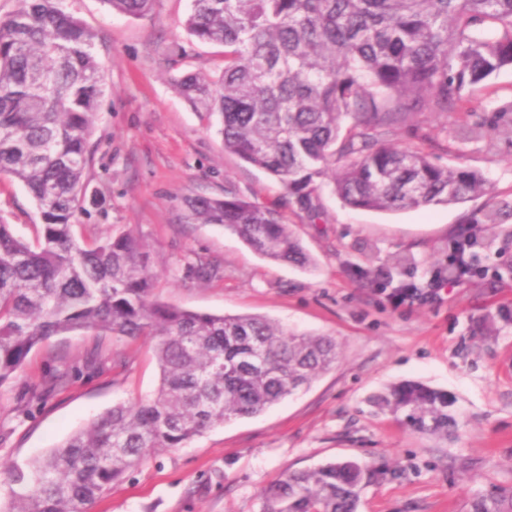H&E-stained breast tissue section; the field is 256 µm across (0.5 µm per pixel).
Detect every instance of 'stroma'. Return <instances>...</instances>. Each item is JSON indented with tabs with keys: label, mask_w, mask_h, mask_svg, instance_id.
Instances as JSON below:
<instances>
[{
	"label": "stroma",
	"mask_w": 512,
	"mask_h": 512,
	"mask_svg": "<svg viewBox=\"0 0 512 512\" xmlns=\"http://www.w3.org/2000/svg\"><path fill=\"white\" fill-rule=\"evenodd\" d=\"M96 35L104 95L90 138L87 192L103 204L76 213L84 244L130 233L147 246L157 300L214 314L267 317L289 329L335 337L336 366L308 389L261 415L206 431L183 448L148 456L89 512H262L264 490L293 470L355 460L371 478L357 512H469L496 488L512 491V135L492 143L449 140L435 162L480 171L491 194L456 205L376 212L321 193L322 217L288 208V222L316 262L304 271L253 252L229 230L184 221L188 198L223 196L226 184L263 205L284 189L225 152L218 116L196 111L171 80L223 64L217 47L191 39V0H156L131 17L106 0H67ZM497 220L484 221L487 211ZM0 220L33 238L41 215L25 188L0 180ZM476 236L486 279L451 283L433 300L391 302L394 289L422 283L424 268L448 263V240ZM395 255L409 256L391 284L377 282ZM203 258L221 271L200 281ZM502 278H495V271ZM80 367L65 387L60 371ZM159 368L146 337L93 331L55 336L0 387V464L48 453L119 402L150 396ZM446 391L460 422L438 437L414 430L404 413L373 406L389 386Z\"/></svg>",
	"instance_id": "obj_1"
}]
</instances>
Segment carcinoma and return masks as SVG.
Masks as SVG:
<instances>
[{
	"label": "carcinoma",
	"mask_w": 512,
	"mask_h": 512,
	"mask_svg": "<svg viewBox=\"0 0 512 512\" xmlns=\"http://www.w3.org/2000/svg\"><path fill=\"white\" fill-rule=\"evenodd\" d=\"M107 2L142 17L156 0ZM186 29L224 47V60L216 73L175 79L177 92L219 113L224 149L286 193L282 205L264 206L229 184L222 197L188 200L187 222L222 226L268 260L310 268L285 208L319 219L325 186L350 207L383 212L487 192L480 172L432 159L416 115L454 114V139L487 137L483 124L468 122V103L512 68V0H193ZM95 42L65 0H17L0 20V176L22 184L42 218L33 242L0 222V386L49 338L88 331L155 339L159 385L153 397L115 405L47 454L8 467L3 512H88L148 453L265 412L339 356L334 339L287 333L262 316L158 301L146 245L131 233L77 242L104 81ZM409 121L418 143L392 141ZM474 244L448 239V271L460 279L479 275ZM192 268L203 280L220 275L201 258ZM373 403L405 412L422 432L457 427L440 390L395 386ZM370 478L354 460L293 471L266 488L264 512H356ZM470 512H512V493L478 497Z\"/></svg>",
	"instance_id": "cac0c4a2"
}]
</instances>
